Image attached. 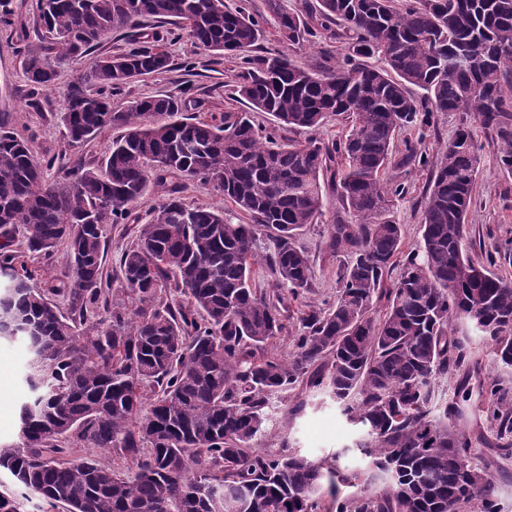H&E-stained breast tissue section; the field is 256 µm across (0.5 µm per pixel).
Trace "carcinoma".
<instances>
[{"label":"carcinoma","instance_id":"obj_1","mask_svg":"<svg viewBox=\"0 0 512 512\" xmlns=\"http://www.w3.org/2000/svg\"><path fill=\"white\" fill-rule=\"evenodd\" d=\"M279 32L304 39L300 18L267 0ZM327 23L349 34L344 61L322 72L286 53L247 56L260 22L224 0H36L46 45L27 52L36 87L55 83V64L86 56L142 18L186 30L203 50L240 55L244 112L220 122L183 115L176 96L112 103L140 77L163 72L159 38L89 61L65 92L62 114L73 144L118 128L97 167L46 182L28 143L0 122V321L22 338L30 360L19 442L0 445V471L37 495L47 512H500L490 463H473L476 441L464 408L485 399L483 417L499 455L512 456V403L498 379H483L467 337L452 334L476 306L497 325L496 360L512 367V277L469 253L467 223L481 145L458 130L434 163L408 142L399 165H432L422 242L390 288L402 229L392 216L402 183L383 175L396 132L429 127L437 112H465L499 141L498 164L512 174V0H319ZM379 56L387 68L359 63ZM422 91L419 99L411 89ZM291 131L318 129L329 114L347 129L327 145L259 133L250 112ZM214 181L249 224L178 197L139 225L122 251V288L105 269L106 230L131 216L168 181ZM336 186L355 224L330 227L331 247L351 254L336 272V301L299 311L288 359L268 347L286 332L291 302L309 290L310 257L296 235L322 215V183ZM24 229V248L9 229ZM63 245L72 276L57 289L60 309L32 288L30 253L52 258ZM288 295L253 288L259 248ZM386 298L383 315L376 300ZM459 377L444 407L436 380ZM327 390L358 431L352 447L389 482L373 489L334 460L284 447L264 452L270 396ZM76 448H100L137 462L118 472ZM331 503H326L324 482ZM358 491L343 494L339 486Z\"/></svg>","mask_w":512,"mask_h":512}]
</instances>
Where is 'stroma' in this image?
<instances>
[{
  "label": "stroma",
  "mask_w": 512,
  "mask_h": 512,
  "mask_svg": "<svg viewBox=\"0 0 512 512\" xmlns=\"http://www.w3.org/2000/svg\"><path fill=\"white\" fill-rule=\"evenodd\" d=\"M36 0H10V25L0 24V121H5L19 136L28 140L33 153L42 160H51L47 171L49 179H61L78 166L100 165L106 150L116 137V129L103 130L96 138L83 144L71 143L61 121L65 110L64 92L85 66L84 60L74 58L59 63L54 86L35 90L24 70V48L37 49L41 43L35 32ZM283 8L300 16L312 37L295 45L284 42L275 21L264 26V36L257 52L270 55L287 53L297 64L312 70L335 67L342 61L345 39L342 29L333 25L322 27L318 0H280ZM169 25L154 19H143L139 28L122 30L109 41L100 44L96 52L110 55L127 50L132 40L156 34L165 38L170 54V71L155 74L127 86L119 102L157 95L183 96L184 112L201 119L226 112L242 111L236 97L243 65L236 56H214L195 47L188 35L169 39ZM472 116L461 112L438 114L434 127L420 130L405 128L396 135L392 156L385 177L391 182L405 183L407 193L396 201L394 218L402 228V251L417 248L421 240L423 194L429 181L430 168L400 167L405 142H420L429 157H436L446 142L452 140L458 129L472 125ZM479 178L474 191V203L468 216L467 236L471 243L470 255L480 265L497 274H512V175L499 169L496 156L498 144L491 137H483ZM323 215L317 223L305 226L297 237L298 245L309 255L314 275L304 301L321 306L336 298V270L341 262L329 247V228L335 219L354 223L353 213L344 209L332 184L324 186ZM181 200L190 206L215 207L229 214L234 223H248L249 218L230 202L215 183L200 180L185 181ZM37 274L33 287L54 290L69 279L71 266L65 247L56 248L50 260H32ZM62 303V295L53 297ZM28 361V352L21 339L0 340V444L18 441L19 406L25 396L22 375ZM302 403L298 415H291L294 403ZM355 429L341 415L335 402L319 390L302 387L272 396L267 408L266 429L257 445L265 451L278 452L289 444L312 459L339 455L341 466L354 470L371 469L364 455L353 452Z\"/></svg>",
  "instance_id": "1"
}]
</instances>
